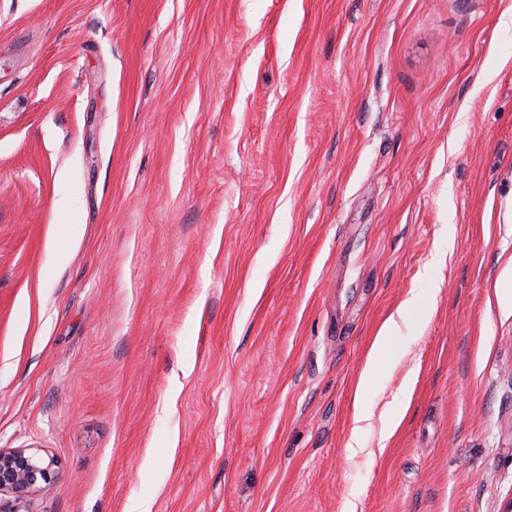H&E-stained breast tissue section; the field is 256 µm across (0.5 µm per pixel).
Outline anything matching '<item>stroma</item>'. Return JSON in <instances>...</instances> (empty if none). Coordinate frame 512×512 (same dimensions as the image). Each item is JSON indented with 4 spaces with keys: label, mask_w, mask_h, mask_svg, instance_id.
<instances>
[{
    "label": "stroma",
    "mask_w": 512,
    "mask_h": 512,
    "mask_svg": "<svg viewBox=\"0 0 512 512\" xmlns=\"http://www.w3.org/2000/svg\"><path fill=\"white\" fill-rule=\"evenodd\" d=\"M509 267L512 0H0L33 512H502ZM397 329V322L393 318H390L379 330L373 343L371 357L367 362L366 368L361 375L357 386L358 396H362L371 387L375 376L380 369L382 360L389 350V345L395 337L393 335Z\"/></svg>",
    "instance_id": "obj_1"
}]
</instances>
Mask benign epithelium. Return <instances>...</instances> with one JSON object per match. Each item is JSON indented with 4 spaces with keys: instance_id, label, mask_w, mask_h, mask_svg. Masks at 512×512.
<instances>
[{
    "instance_id": "benign-epithelium-1",
    "label": "benign epithelium",
    "mask_w": 512,
    "mask_h": 512,
    "mask_svg": "<svg viewBox=\"0 0 512 512\" xmlns=\"http://www.w3.org/2000/svg\"><path fill=\"white\" fill-rule=\"evenodd\" d=\"M57 461L28 448H0V512H31L33 498L57 476Z\"/></svg>"
}]
</instances>
